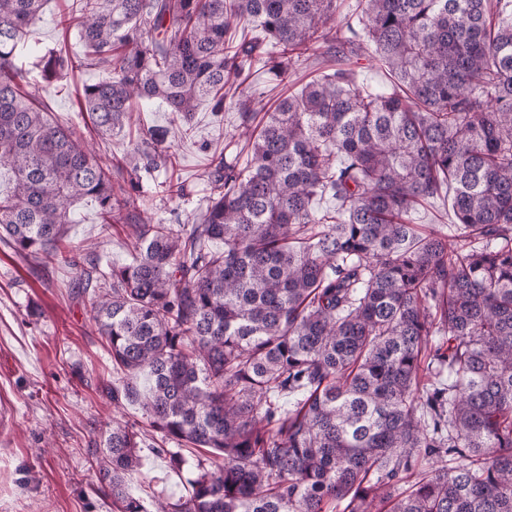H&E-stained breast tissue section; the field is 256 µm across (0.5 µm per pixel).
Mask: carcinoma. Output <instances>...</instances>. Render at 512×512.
Here are the masks:
<instances>
[{"instance_id": "obj_1", "label": "carcinoma", "mask_w": 512, "mask_h": 512, "mask_svg": "<svg viewBox=\"0 0 512 512\" xmlns=\"http://www.w3.org/2000/svg\"><path fill=\"white\" fill-rule=\"evenodd\" d=\"M46 2L0 0V241L76 270L123 373L103 390L144 412L92 451L112 512H146L149 430L174 470L196 450L187 494L154 512H512V0H360L341 36L338 0H64L78 54L30 40ZM249 25L264 37H228ZM367 49L396 90L330 68L257 125L251 98L227 101L263 57L286 87ZM89 68L109 72L77 98L97 133L160 101L185 135L206 102L237 110L247 165L212 152L205 209L155 220L140 177L169 147L143 130L102 162L51 113ZM444 194L450 231L414 223ZM84 198L131 228L130 262L103 271L70 239Z\"/></svg>"}]
</instances>
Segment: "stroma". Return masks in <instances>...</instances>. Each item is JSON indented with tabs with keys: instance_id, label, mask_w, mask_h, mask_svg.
<instances>
[{
	"instance_id": "35a3bbf8",
	"label": "stroma",
	"mask_w": 512,
	"mask_h": 512,
	"mask_svg": "<svg viewBox=\"0 0 512 512\" xmlns=\"http://www.w3.org/2000/svg\"><path fill=\"white\" fill-rule=\"evenodd\" d=\"M335 65L353 71L372 91L391 90L395 83L366 51L357 57L337 55ZM106 75L103 69L84 70L55 88V118L83 128L99 156L125 148L139 129H153L171 147L176 167L144 174L142 192L154 196L158 183L179 176L185 195L158 202L157 219L172 224L199 213L211 192L204 175L210 153L220 149L237 162L246 157L237 112L215 113L200 105L190 134L180 136L171 126V113L155 104L135 113L120 134L102 138L87 130L75 100L83 84ZM128 233L122 224L103 229L94 200H83L72 211L71 239L92 245L101 266L129 262ZM117 377L75 270L43 268L0 243V403L11 417L0 437V512H112L110 499L98 490L89 450L113 423L144 418L140 407H114L103 394L102 382ZM161 445L154 439L142 448L143 463L132 483L133 493L147 506L161 496L178 498L188 488L189 471L172 470Z\"/></svg>"
}]
</instances>
